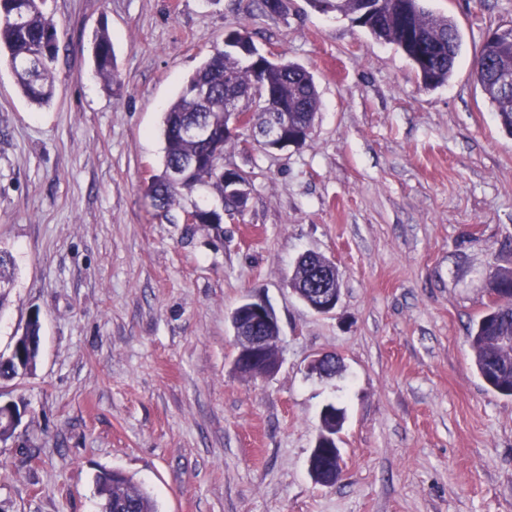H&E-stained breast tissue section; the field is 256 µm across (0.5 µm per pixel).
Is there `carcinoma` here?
<instances>
[{
    "mask_svg": "<svg viewBox=\"0 0 512 512\" xmlns=\"http://www.w3.org/2000/svg\"><path fill=\"white\" fill-rule=\"evenodd\" d=\"M329 1L333 10L346 16L356 15L363 0H310L316 9ZM47 0H0V52L8 54V62L16 83L28 100L38 106L49 104L56 92L54 63L58 55V29L45 8ZM380 25L369 29L377 40L397 45L415 64L422 84L437 88L448 83L460 49V33L448 16L435 15L423 5V0H371ZM409 19L421 36L427 62L417 58L416 46L405 41L402 20ZM97 75L107 86L117 83L112 40L105 31L97 37L94 49ZM512 65V27L502 34L485 36L475 60L478 82L492 108H497L498 95L494 91L493 76L496 67ZM239 86H254L267 96V105L256 113L263 122L267 113L279 106L291 110L293 121L306 128L312 126L320 99L313 75L305 68L285 62L257 67L229 43L216 47L189 77L179 97L164 113V163L160 173L152 176L145 191L152 207L168 213L174 206L185 207L198 189H211L215 204L197 207L196 224L224 223V181L237 175L245 184L249 179L237 171L224 168V146L237 137L224 134V76ZM207 86L210 97L202 100L192 88ZM191 123H202L212 131L206 140L182 135V129ZM15 262L12 254L0 250V306L14 283ZM318 269L339 280L336 266L322 256H305L295 267L289 284L302 296L309 293L310 271ZM503 303L495 307L489 303L484 314L469 331L473 362L479 376L494 392L512 397V347L500 344L501 337L512 336V267H499L488 284ZM322 449H316L315 459L320 470L321 483H336V462L324 463ZM101 496L102 512H156L149 493L132 477L119 473L112 484L100 474L96 480Z\"/></svg>",
    "mask_w": 512,
    "mask_h": 512,
    "instance_id": "cac0c4a2",
    "label": "carcinoma"
}]
</instances>
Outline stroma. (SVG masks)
<instances>
[{"label": "stroma", "instance_id": "obj_1", "mask_svg": "<svg viewBox=\"0 0 512 512\" xmlns=\"http://www.w3.org/2000/svg\"><path fill=\"white\" fill-rule=\"evenodd\" d=\"M456 22L447 84L428 89L396 46L348 17L286 0H48L64 35L51 105L0 64V249L17 264L0 353L32 312L35 370L11 382L28 413L0 442V512H99L119 470L157 512H512V399L477 374L467 328L512 265V136L474 67L512 0H425ZM107 30L118 89L95 72ZM314 77L302 146L224 147L248 174L242 215L188 224L145 190L163 112L231 31ZM333 261L330 314L288 287L297 259ZM280 325L270 376L233 370L247 297ZM343 370L309 375L314 355ZM345 411L343 475L308 462L327 404Z\"/></svg>", "mask_w": 512, "mask_h": 512}]
</instances>
